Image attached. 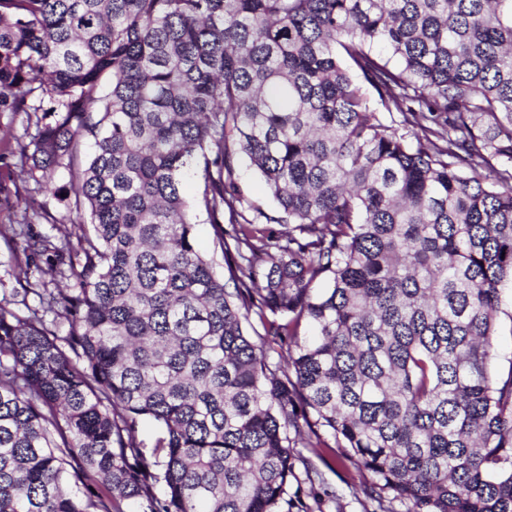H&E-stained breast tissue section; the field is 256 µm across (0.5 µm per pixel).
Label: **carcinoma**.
<instances>
[{
    "instance_id": "cac0c4a2",
    "label": "carcinoma",
    "mask_w": 512,
    "mask_h": 512,
    "mask_svg": "<svg viewBox=\"0 0 512 512\" xmlns=\"http://www.w3.org/2000/svg\"><path fill=\"white\" fill-rule=\"evenodd\" d=\"M6 112L71 224L14 239L73 284L0 306V512H322L299 443L379 512H512V0H0ZM233 177L251 203L268 215H277L263 180L247 159L235 161ZM500 335L497 338V370L507 376L512 366V288L507 286L502 292L500 306Z\"/></svg>"
}]
</instances>
